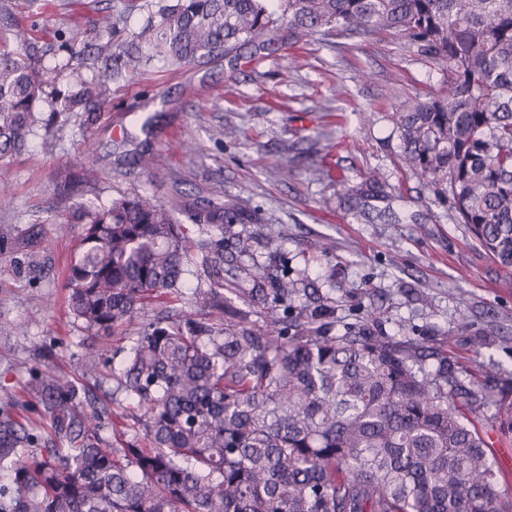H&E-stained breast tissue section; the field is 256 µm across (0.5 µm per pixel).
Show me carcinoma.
I'll return each instance as SVG.
<instances>
[{"mask_svg": "<svg viewBox=\"0 0 512 512\" xmlns=\"http://www.w3.org/2000/svg\"><path fill=\"white\" fill-rule=\"evenodd\" d=\"M122 21L102 18L110 39L86 63L91 78L64 93L47 89L73 66L71 40H0V158L24 145L45 96L53 112L90 113L143 58L233 62L244 49L269 56L316 35L390 32L446 72L443 93L390 116L402 163L512 269V0H178L116 43ZM344 197L371 223L397 218L396 188L376 174ZM74 216L83 232L70 314L104 339H126L112 377L128 404L120 436L132 438L114 447L101 435L106 407L38 372L27 394L44 431L0 416L8 512H512L465 415L492 406L497 431L511 434L512 381L475 389L442 346L355 327L336 336L307 315L288 335L287 279L257 261L224 279V264L252 256V237L237 236L226 257L224 239L183 228L253 220L237 202L200 212L180 191L168 203L137 193L78 203ZM190 265L209 281L206 309L176 316ZM234 298L259 307L260 320Z\"/></svg>", "mask_w": 512, "mask_h": 512, "instance_id": "obj_1", "label": "carcinoma"}]
</instances>
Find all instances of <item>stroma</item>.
<instances>
[{
    "instance_id": "1",
    "label": "stroma",
    "mask_w": 512,
    "mask_h": 512,
    "mask_svg": "<svg viewBox=\"0 0 512 512\" xmlns=\"http://www.w3.org/2000/svg\"><path fill=\"white\" fill-rule=\"evenodd\" d=\"M18 27L75 37L76 54L99 42L96 20L124 17L138 28L177 0H54L47 9L11 0ZM441 66L377 34L342 44L316 39L253 61L218 57L175 69L160 57L140 65L135 80L112 84L109 101L87 121L80 112L36 113L24 147L0 159V410H21L33 371L53 369L87 386L109 406L111 378L91 368L87 351L104 346L67 308L68 266L82 227L70 223L75 203H103L122 192L168 202L173 190L210 200L235 199L255 210L254 224H186L189 237L253 238V258L288 278L290 311H306L333 334L365 326L375 336L437 345L470 370L512 376V270L479 247L446 205L427 202L422 179L397 165L392 112L412 99L440 94ZM156 115L150 132L142 116ZM234 137H218L221 128ZM149 148L154 166L134 163ZM329 148L323 173L314 148ZM97 180L72 192L83 167ZM372 169L399 188L396 224L357 220L344 202L346 184ZM424 214L421 223L411 214ZM502 487L512 495V435L479 417Z\"/></svg>"
}]
</instances>
